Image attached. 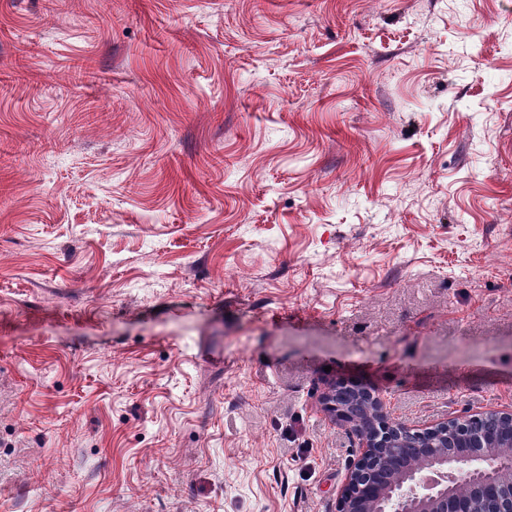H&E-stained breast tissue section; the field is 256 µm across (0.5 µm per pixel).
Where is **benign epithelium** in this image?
Masks as SVG:
<instances>
[{
  "label": "benign epithelium",
  "instance_id": "1",
  "mask_svg": "<svg viewBox=\"0 0 512 512\" xmlns=\"http://www.w3.org/2000/svg\"><path fill=\"white\" fill-rule=\"evenodd\" d=\"M324 408L359 440L336 512H512V410L450 416L415 428L384 398L338 379Z\"/></svg>",
  "mask_w": 512,
  "mask_h": 512
}]
</instances>
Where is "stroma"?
I'll use <instances>...</instances> for the list:
<instances>
[{
  "mask_svg": "<svg viewBox=\"0 0 512 512\" xmlns=\"http://www.w3.org/2000/svg\"><path fill=\"white\" fill-rule=\"evenodd\" d=\"M339 378L512 409V0H0V512H336Z\"/></svg>",
  "mask_w": 512,
  "mask_h": 512,
  "instance_id": "35a3bbf8",
  "label": "stroma"
}]
</instances>
